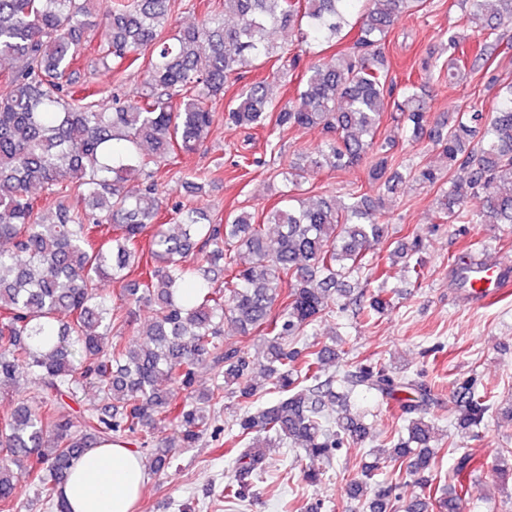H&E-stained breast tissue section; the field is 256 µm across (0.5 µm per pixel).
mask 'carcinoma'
<instances>
[{"label":"carcinoma","mask_w":512,"mask_h":512,"mask_svg":"<svg viewBox=\"0 0 512 512\" xmlns=\"http://www.w3.org/2000/svg\"><path fill=\"white\" fill-rule=\"evenodd\" d=\"M472 36L453 29L448 59L435 65L448 77L466 63L478 66L506 53L497 31L512 25V0H466ZM361 5L352 44L310 67L296 95L282 101L272 88L294 70L296 58L279 57L270 30H297L301 41L330 44L347 25L352 4ZM420 0H223L224 13L173 33L166 21L174 0H107L94 69L118 74L146 58V78L132 96L106 108L76 90L74 64L94 39L91 0H0V390L19 377L38 394L0 418V512H15L14 470L25 472L55 512H68L59 488L74 461L102 441L152 449L150 471L165 473L175 450L194 448L217 431L215 409L224 391L235 394L238 447L225 497L242 501L261 471L267 443L300 448L309 458L332 460L350 444L369 440L368 428L347 412L352 390L362 386L403 409L407 436L382 440L372 455L388 463L411 460L423 488L434 458L435 432L428 420L434 388L376 360L340 378H322L332 347L298 344L297 336L324 316L350 307L373 320L392 308L383 291L361 306L350 278L369 266L368 251L388 236L382 222L386 199L367 192L341 201L319 197L299 206L281 199L257 220L248 212L213 218L197 207L175 205L173 227L159 221L164 203L155 173L172 154L190 155L207 139L215 104L246 66L279 61L272 76L236 89L224 106L226 123L283 134L319 127L326 139L306 153L308 164L281 168L294 188L311 174L368 163V184L396 194L407 182L440 191L439 224L512 226V83L497 75L488 83L506 90L491 114L473 109L453 125H431L421 84L392 77L385 38L401 15ZM389 121L411 138H423L467 172L458 181L427 164L396 168L394 140L377 139ZM212 172L194 173L187 193L203 191ZM54 198L47 216L35 191ZM112 225V236L97 237ZM419 240L387 256L405 260L414 280L422 275ZM104 279L125 283L112 297ZM142 305L153 307L138 325L139 340L114 332L132 325ZM240 336H259L265 393L253 361L224 337V322ZM211 388H195L201 371ZM172 385L162 388V383ZM99 404L80 412L74 430L68 401L85 389ZM457 425L479 432L493 414L492 396L473 380L456 391ZM492 469L512 479V448L497 453ZM349 484V497L369 512H395L393 485L374 479ZM465 486L448 487L435 501L439 512H460Z\"/></svg>","instance_id":"carcinoma-1"}]
</instances>
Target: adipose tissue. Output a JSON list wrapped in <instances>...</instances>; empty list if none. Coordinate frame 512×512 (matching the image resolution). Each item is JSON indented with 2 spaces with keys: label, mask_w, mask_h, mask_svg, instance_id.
I'll return each instance as SVG.
<instances>
[{
  "label": "adipose tissue",
  "mask_w": 512,
  "mask_h": 512,
  "mask_svg": "<svg viewBox=\"0 0 512 512\" xmlns=\"http://www.w3.org/2000/svg\"><path fill=\"white\" fill-rule=\"evenodd\" d=\"M146 483L140 458L127 444L103 442L75 461L61 493L71 512H132Z\"/></svg>",
  "instance_id": "obj_1"
}]
</instances>
